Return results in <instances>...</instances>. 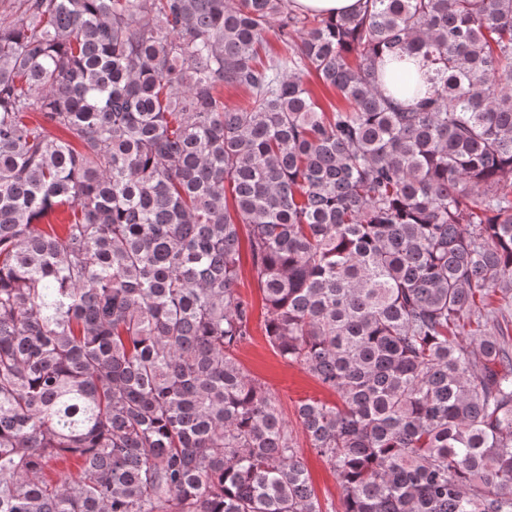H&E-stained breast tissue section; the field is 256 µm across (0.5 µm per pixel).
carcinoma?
<instances>
[{"label": "carcinoma", "instance_id": "carcinoma-1", "mask_svg": "<svg viewBox=\"0 0 512 512\" xmlns=\"http://www.w3.org/2000/svg\"><path fill=\"white\" fill-rule=\"evenodd\" d=\"M243 234L267 342L337 396L296 409L333 511L235 355ZM494 295L512 308V0L0 14V512H512ZM359 0H292L293 6L302 12L335 17L358 9ZM307 86L319 100L325 112H332L334 108L346 106V102L340 97L336 90L325 87L314 75L307 77Z\"/></svg>", "mask_w": 512, "mask_h": 512}]
</instances>
